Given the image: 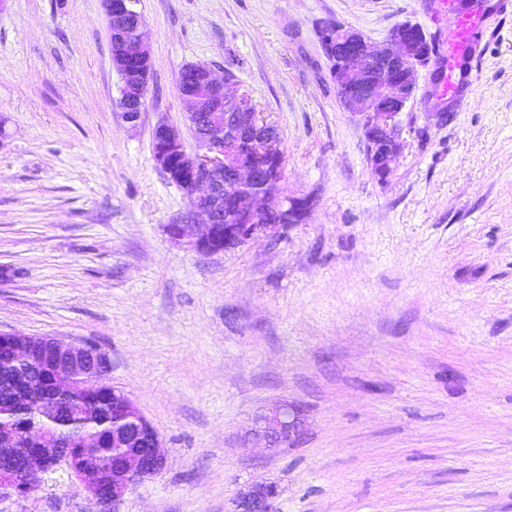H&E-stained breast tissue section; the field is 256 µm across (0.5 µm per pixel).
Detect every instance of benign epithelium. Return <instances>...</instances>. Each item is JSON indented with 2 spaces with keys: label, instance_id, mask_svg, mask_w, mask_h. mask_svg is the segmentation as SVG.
<instances>
[{
  "label": "benign epithelium",
  "instance_id": "7a95c632",
  "mask_svg": "<svg viewBox=\"0 0 512 512\" xmlns=\"http://www.w3.org/2000/svg\"><path fill=\"white\" fill-rule=\"evenodd\" d=\"M138 0H104L110 35L117 43V70L121 76L120 103H137V111L124 115L136 124L145 104L146 83L142 64L150 60L143 39L142 24L127 29L125 16H140ZM431 43L423 28L409 21L395 26L386 43L378 46L359 31L343 25L335 28V39L325 41L324 54L336 72V89L342 104L358 115L367 142L373 173L384 178L390 164L402 149L398 115L417 88L418 71L425 69L431 81L440 75L438 54H422L418 43ZM194 85L181 93L185 122L201 144L189 151L181 130L161 119L153 131V157L160 168L173 172L189 189L188 211L168 225L169 235L198 253H212L239 247L260 233L274 234L293 221L300 202L276 204L280 174L263 172L256 162L262 153L279 149L274 126L260 117L238 81L231 76L219 81L204 64L192 68ZM211 113L220 129L229 132L224 145L201 131L199 118ZM278 215V224H260L263 215ZM13 362L37 371L45 359H52L51 382L67 393L78 387L86 393L107 388L102 377L111 369L109 356L86 342L56 337L16 335ZM122 419L112 426V447L117 452L106 459L91 451L94 443L86 438L89 452L75 474L88 491L97 512H113L124 496L139 483L161 472L166 458L160 451L157 431L130 397L116 404ZM302 419L296 406L283 402L255 419L253 435L267 447L286 446L300 432ZM146 447L141 448L139 444ZM0 496L25 498L35 491L40 478L67 462L66 449L56 446L44 429L27 434V447L0 448ZM277 484L253 481L240 489L232 512H276Z\"/></svg>",
  "mask_w": 512,
  "mask_h": 512
}]
</instances>
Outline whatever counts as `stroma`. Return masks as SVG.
<instances>
[{"label": "stroma", "mask_w": 512, "mask_h": 512, "mask_svg": "<svg viewBox=\"0 0 512 512\" xmlns=\"http://www.w3.org/2000/svg\"><path fill=\"white\" fill-rule=\"evenodd\" d=\"M474 2L473 88L420 74L382 181L316 28L381 45L410 21L447 58L445 0H139L134 127L102 0H0V333L108 353L105 384L167 458L118 512H230L261 479L278 512H512V10ZM197 63L276 126L280 194L307 202L212 254L169 238L188 198L153 157L158 120L185 123L179 77ZM284 401L304 426L270 453L253 420ZM0 512L94 506L54 475Z\"/></svg>", "instance_id": "stroma-1"}]
</instances>
